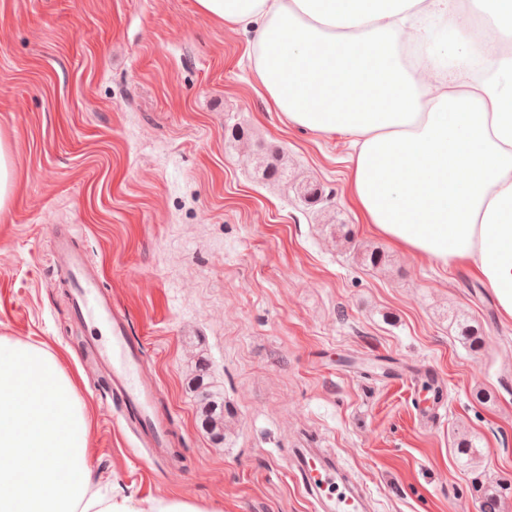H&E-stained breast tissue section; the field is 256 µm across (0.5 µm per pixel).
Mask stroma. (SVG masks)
<instances>
[{
  "label": "stroma",
  "mask_w": 512,
  "mask_h": 512,
  "mask_svg": "<svg viewBox=\"0 0 512 512\" xmlns=\"http://www.w3.org/2000/svg\"><path fill=\"white\" fill-rule=\"evenodd\" d=\"M250 33L195 0H0V148L13 187L0 212V336L45 344L74 379L99 481L206 512H313L296 448H330L373 512H478L454 442L476 437L512 512V322L461 268L372 233L350 199L346 135L282 124L255 83ZM254 141L228 147L227 124ZM283 148L288 180L254 171L256 142ZM311 181L331 200L306 206ZM350 224L353 243L329 220ZM62 230L142 345L169 452L135 447L84 351L52 257ZM389 259L362 265L359 247ZM486 336L474 353L455 316ZM206 365L229 428L215 440L192 383ZM434 370L448 404L422 425L409 376ZM491 393L477 402L473 393Z\"/></svg>",
  "instance_id": "1"
}]
</instances>
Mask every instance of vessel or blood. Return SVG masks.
Instances as JSON below:
<instances>
[{
	"label": "vessel or blood",
	"instance_id": "b4317fda",
	"mask_svg": "<svg viewBox=\"0 0 512 512\" xmlns=\"http://www.w3.org/2000/svg\"><path fill=\"white\" fill-rule=\"evenodd\" d=\"M53 243L56 264L67 273L75 315L101 324L111 338L110 344L96 345L95 351L109 372L113 397L120 399L126 410L137 413L142 443L164 447L167 426L154 415L152 387L140 379V345L129 335L125 313L103 292L98 274L89 268L84 255L72 247L67 236L55 235ZM294 464L319 512H369L367 495L334 458L311 448H300L294 453Z\"/></svg>",
	"mask_w": 512,
	"mask_h": 512
}]
</instances>
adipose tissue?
I'll return each mask as SVG.
<instances>
[{
    "label": "adipose tissue",
    "instance_id": "1",
    "mask_svg": "<svg viewBox=\"0 0 512 512\" xmlns=\"http://www.w3.org/2000/svg\"><path fill=\"white\" fill-rule=\"evenodd\" d=\"M196 6L252 31L253 77L288 126L349 137L351 199L373 233L467 269L512 321V0ZM0 512L201 510L100 486L59 357L0 338Z\"/></svg>",
    "mask_w": 512,
    "mask_h": 512
}]
</instances>
